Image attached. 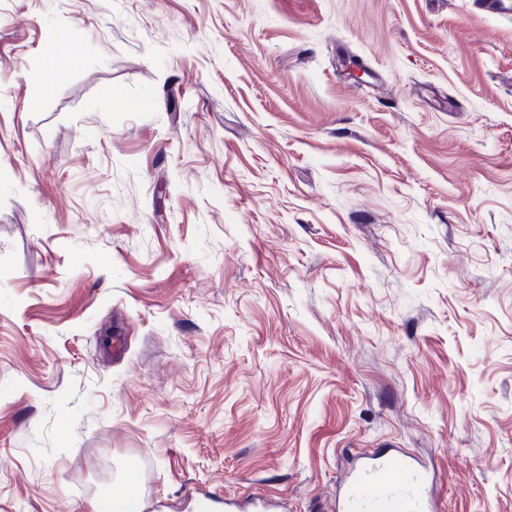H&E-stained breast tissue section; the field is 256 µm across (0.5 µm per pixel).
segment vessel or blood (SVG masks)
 <instances>
[{
  "instance_id": "vessel-or-blood-1",
  "label": "vessel or blood",
  "mask_w": 512,
  "mask_h": 512,
  "mask_svg": "<svg viewBox=\"0 0 512 512\" xmlns=\"http://www.w3.org/2000/svg\"><path fill=\"white\" fill-rule=\"evenodd\" d=\"M426 469L400 451L359 457L343 488L340 512H435Z\"/></svg>"
}]
</instances>
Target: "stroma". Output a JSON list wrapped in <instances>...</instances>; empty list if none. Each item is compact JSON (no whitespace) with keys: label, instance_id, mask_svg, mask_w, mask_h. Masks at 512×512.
I'll list each match as a JSON object with an SVG mask.
<instances>
[{"label":"stroma","instance_id":"1","mask_svg":"<svg viewBox=\"0 0 512 512\" xmlns=\"http://www.w3.org/2000/svg\"><path fill=\"white\" fill-rule=\"evenodd\" d=\"M0 168V512H329L388 448L512 512V20L0 0Z\"/></svg>","mask_w":512,"mask_h":512}]
</instances>
